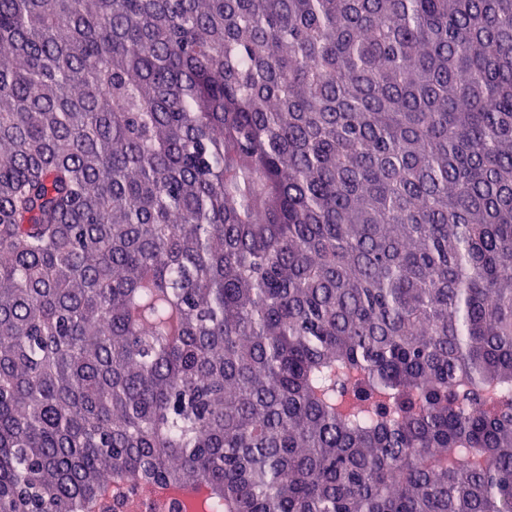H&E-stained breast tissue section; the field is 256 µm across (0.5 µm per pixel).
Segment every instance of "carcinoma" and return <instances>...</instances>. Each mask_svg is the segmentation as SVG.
<instances>
[{"label":"carcinoma","instance_id":"cac0c4a2","mask_svg":"<svg viewBox=\"0 0 512 512\" xmlns=\"http://www.w3.org/2000/svg\"><path fill=\"white\" fill-rule=\"evenodd\" d=\"M512 512V0H0V512ZM121 495V499H124L128 505L125 509H120L122 510L121 512H148L149 509L143 505L146 502H155L157 506L152 510L156 512H183L181 509L172 506L170 497L154 492L151 489H144L134 497L129 496L122 490ZM161 504L164 506L159 508L158 505Z\"/></svg>","mask_w":512,"mask_h":512}]
</instances>
